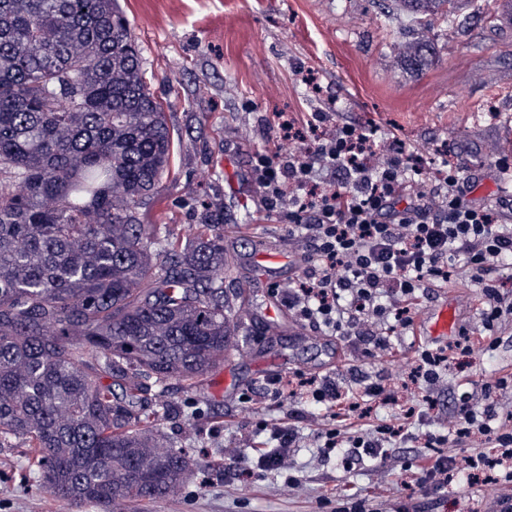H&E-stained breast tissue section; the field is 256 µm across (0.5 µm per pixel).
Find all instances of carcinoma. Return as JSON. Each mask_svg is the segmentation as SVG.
Here are the masks:
<instances>
[{
	"label": "carcinoma",
	"mask_w": 512,
	"mask_h": 512,
	"mask_svg": "<svg viewBox=\"0 0 512 512\" xmlns=\"http://www.w3.org/2000/svg\"><path fill=\"white\" fill-rule=\"evenodd\" d=\"M172 149L118 0H0V448L62 499H162L198 467L157 409L224 363L242 291L219 225L140 221Z\"/></svg>",
	"instance_id": "carcinoma-1"
}]
</instances>
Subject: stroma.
Segmentation results:
<instances>
[{"label":"stroma","mask_w":512,"mask_h":512,"mask_svg":"<svg viewBox=\"0 0 512 512\" xmlns=\"http://www.w3.org/2000/svg\"><path fill=\"white\" fill-rule=\"evenodd\" d=\"M141 51L148 86L162 101L174 137L170 170L156 193L139 208L142 223L168 224L178 234L200 224L220 225L227 262L225 288L252 277L249 255L257 240L286 245L285 222L258 204L252 174L274 113H333L337 124L374 122L415 148L427 161L448 150L465 151L479 163L473 200L512 199V184L493 159L512 142V0H460L449 16L416 26L400 0H119ZM428 43L435 57L424 68L405 53ZM495 101L497 118L479 117ZM457 307L458 327L468 329L474 352L449 368L439 402L473 389L490 376L512 375V325L487 349L482 295L458 277L436 289L435 300ZM248 324L237 351L217 372L221 396L205 389L174 390L180 409L168 419L174 439L199 462L175 496L126 502L114 512H318L320 498L345 493L386 508L396 498H422L425 512H492L486 483L456 482L447 491L420 497L404 484L414 459L407 449H389L383 465L364 460L346 470L343 458H324L316 448L293 458L297 487L280 475L258 470V451L274 447L256 434L262 421L302 416L307 433L324 428V407L280 403L264 395L268 380L300 371L356 389L359 374L393 381L408 378L418 341L396 330L392 351L365 357L348 341L301 321L282 295L264 285L245 295ZM275 310L280 333L268 335L263 321ZM244 449L254 471L229 475L225 448ZM0 512H101L46 492L41 471L24 448L0 450Z\"/></svg>","instance_id":"35a3bbf8"}]
</instances>
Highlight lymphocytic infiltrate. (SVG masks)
<instances>
[{"label": "lymphocytic infiltrate", "instance_id": "obj_1", "mask_svg": "<svg viewBox=\"0 0 512 512\" xmlns=\"http://www.w3.org/2000/svg\"><path fill=\"white\" fill-rule=\"evenodd\" d=\"M272 149L254 157L259 202L269 213H287L288 246L299 276L283 287L288 308L328 335L352 342L366 353H386L390 332L408 327L413 305L428 289L463 274L484 296L482 325L493 332L512 322V295L498 286L512 265V218L503 202L477 204L467 197L472 169L463 153L442 178H431L401 141L379 139L376 124L335 126L327 112L296 118L280 112L272 127ZM469 348L457 340L432 350L419 348L410 382L366 383L362 392L340 391L330 379L275 378L267 394L279 402L310 399L325 406L331 425L316 433L321 456L364 449L377 458L386 448L411 443L427 448L454 444L470 449L465 458L442 455L414 465L420 491L447 489L460 474H493L494 485L512 482V424L498 419V392L511 379L483 382L448 405L453 424L443 431L412 432L414 392L429 409L449 367ZM397 407L391 423L366 429V401ZM276 440L258 466L283 475L288 486L296 449L304 447L302 427L259 423ZM491 444L492 453L480 452Z\"/></svg>", "mask_w": 512, "mask_h": 512}]
</instances>
